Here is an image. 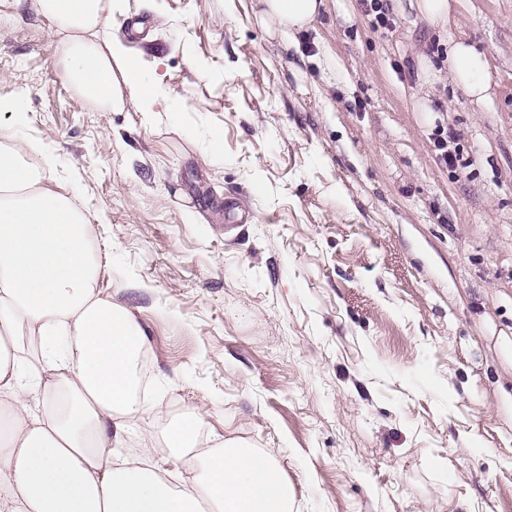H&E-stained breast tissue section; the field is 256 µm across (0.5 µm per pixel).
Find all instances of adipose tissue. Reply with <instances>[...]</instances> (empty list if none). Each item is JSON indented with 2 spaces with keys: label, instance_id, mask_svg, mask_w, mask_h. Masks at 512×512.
<instances>
[{
  "label": "adipose tissue",
  "instance_id": "adipose-tissue-1",
  "mask_svg": "<svg viewBox=\"0 0 512 512\" xmlns=\"http://www.w3.org/2000/svg\"><path fill=\"white\" fill-rule=\"evenodd\" d=\"M53 23L64 84L102 111L178 112L157 60L113 33L114 0H33ZM324 0H255L262 28L285 40ZM448 75L472 102L490 90L487 53L449 37ZM22 112L0 126V512H293L279 459L208 432L184 410L157 429L141 396L148 346L137 318L99 287L95 225L45 175L39 141L19 140ZM186 465L170 479L157 444Z\"/></svg>",
  "mask_w": 512,
  "mask_h": 512
}]
</instances>
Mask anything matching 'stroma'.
Wrapping results in <instances>:
<instances>
[{
	"mask_svg": "<svg viewBox=\"0 0 512 512\" xmlns=\"http://www.w3.org/2000/svg\"><path fill=\"white\" fill-rule=\"evenodd\" d=\"M463 3L440 34L407 0L387 29L325 0L292 48L253 0H125L184 106L149 122L78 100L32 0L0 21V97L97 226L148 398L278 455L295 512H512V0ZM460 32L480 106L417 77Z\"/></svg>",
	"mask_w": 512,
	"mask_h": 512,
	"instance_id": "obj_1",
	"label": "stroma"
}]
</instances>
